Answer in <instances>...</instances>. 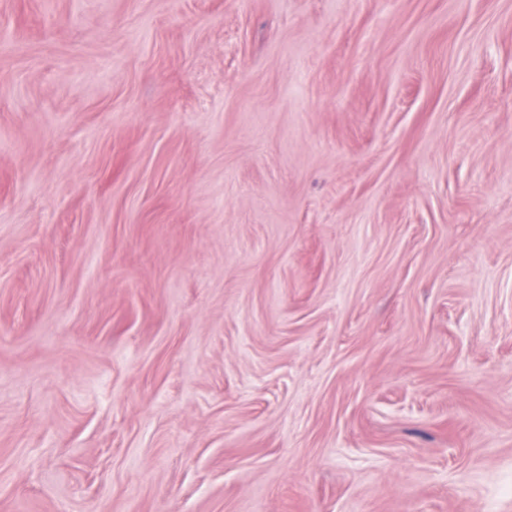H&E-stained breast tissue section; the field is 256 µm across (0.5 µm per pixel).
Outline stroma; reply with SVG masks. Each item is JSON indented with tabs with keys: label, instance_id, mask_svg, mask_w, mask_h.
Returning a JSON list of instances; mask_svg holds the SVG:
<instances>
[{
	"label": "stroma",
	"instance_id": "stroma-1",
	"mask_svg": "<svg viewBox=\"0 0 512 512\" xmlns=\"http://www.w3.org/2000/svg\"><path fill=\"white\" fill-rule=\"evenodd\" d=\"M0 512H512V0H0Z\"/></svg>",
	"mask_w": 512,
	"mask_h": 512
}]
</instances>
